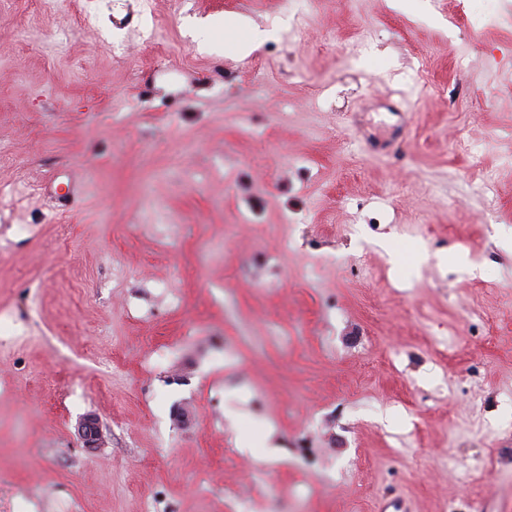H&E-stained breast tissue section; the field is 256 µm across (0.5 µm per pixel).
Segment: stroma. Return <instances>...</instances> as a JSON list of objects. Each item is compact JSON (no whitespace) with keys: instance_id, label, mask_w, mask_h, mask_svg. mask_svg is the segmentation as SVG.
Masks as SVG:
<instances>
[{"instance_id":"35a3bbf8","label":"stroma","mask_w":512,"mask_h":512,"mask_svg":"<svg viewBox=\"0 0 512 512\" xmlns=\"http://www.w3.org/2000/svg\"><path fill=\"white\" fill-rule=\"evenodd\" d=\"M84 4L0 0V512H512V0ZM224 20V38L229 39L238 34H243V39L238 43V49L241 53L247 54L251 52L261 41L264 31L255 26L251 21L246 19L238 20L234 23L227 24Z\"/></svg>"}]
</instances>
